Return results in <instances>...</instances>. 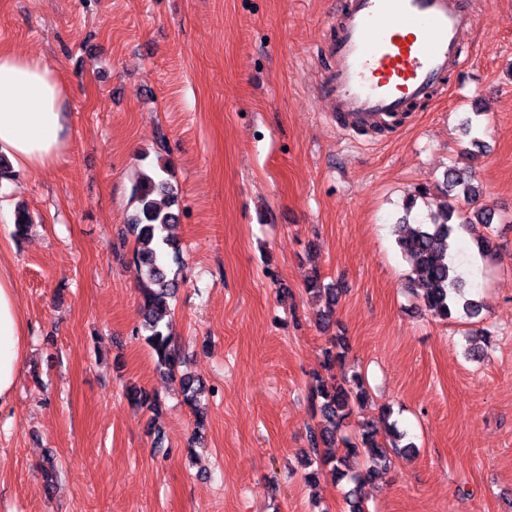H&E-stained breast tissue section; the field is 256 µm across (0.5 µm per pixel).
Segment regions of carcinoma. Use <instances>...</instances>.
Returning a JSON list of instances; mask_svg holds the SVG:
<instances>
[{
  "label": "carcinoma",
  "mask_w": 512,
  "mask_h": 512,
  "mask_svg": "<svg viewBox=\"0 0 512 512\" xmlns=\"http://www.w3.org/2000/svg\"><path fill=\"white\" fill-rule=\"evenodd\" d=\"M132 198L136 202L130 231L139 244L133 259L143 274L141 284L142 322L137 332L145 340L157 360V366L172 378H179L185 401L193 406L204 391L200 380L188 374H179V359L172 344V337L164 330L163 318L169 310L168 299L178 287V277L183 267V251L174 229L179 213L173 210L177 203L178 187L166 163H159L139 172L133 186ZM444 200L438 207L439 215L427 224L406 227L396 243L411 261L408 288L420 300L425 311L433 317L447 321L458 314L476 317L480 304L465 291V282L459 267L449 256L450 240L468 232L474 223L490 227L493 216L484 206L475 203L480 198V188L474 177L463 178L459 170L448 168ZM306 290L315 297H325L323 321L330 323L336 304V289L321 284L319 274L308 280ZM346 343L339 339L324 349L325 365L331 366L346 358ZM316 408L322 419L319 430L310 434L312 449L319 443L331 444L336 434L367 401L364 381L358 374L345 377L339 383L318 380L313 390ZM128 399L150 409L157 407V396L149 395L137 387L127 389ZM392 409L379 408L378 414L358 423V431L342 440L345 451L341 455L326 454L320 459L322 467L337 483L352 482L355 487L346 492L348 512H365L364 502L356 486L382 477L391 467L390 450L409 449L413 443L401 444L405 434L390 421ZM366 458L364 472L354 470L351 461Z\"/></svg>",
  "instance_id": "obj_1"
}]
</instances>
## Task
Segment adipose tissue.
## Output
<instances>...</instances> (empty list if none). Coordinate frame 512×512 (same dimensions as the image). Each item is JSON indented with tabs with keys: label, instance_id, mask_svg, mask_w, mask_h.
Wrapping results in <instances>:
<instances>
[{
	"label": "adipose tissue",
	"instance_id": "ef3b65f1",
	"mask_svg": "<svg viewBox=\"0 0 512 512\" xmlns=\"http://www.w3.org/2000/svg\"><path fill=\"white\" fill-rule=\"evenodd\" d=\"M65 91L40 59L0 48V153L31 174L52 168L69 132ZM25 322L9 269L0 265V405L15 391L24 359Z\"/></svg>",
	"mask_w": 512,
	"mask_h": 512
}]
</instances>
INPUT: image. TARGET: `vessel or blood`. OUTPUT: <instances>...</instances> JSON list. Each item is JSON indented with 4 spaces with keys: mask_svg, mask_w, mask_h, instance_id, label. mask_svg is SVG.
Segmentation results:
<instances>
[{
    "mask_svg": "<svg viewBox=\"0 0 512 512\" xmlns=\"http://www.w3.org/2000/svg\"><path fill=\"white\" fill-rule=\"evenodd\" d=\"M472 0H345L320 95L337 131L393 126L463 68Z\"/></svg>",
    "mask_w": 512,
    "mask_h": 512,
    "instance_id": "obj_1",
    "label": "vessel or blood"
}]
</instances>
